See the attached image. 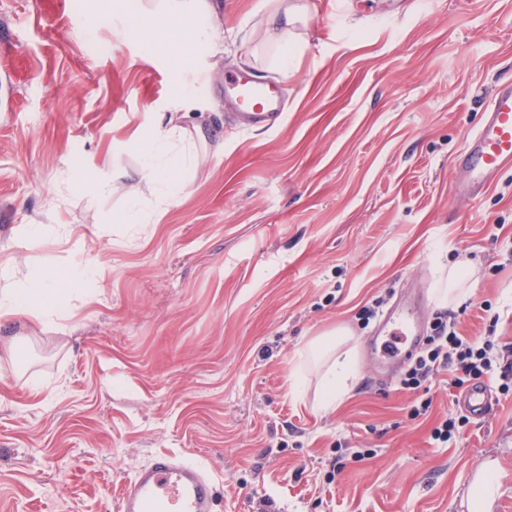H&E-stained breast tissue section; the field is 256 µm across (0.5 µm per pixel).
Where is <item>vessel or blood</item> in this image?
<instances>
[{
  "instance_id": "vessel-or-blood-1",
  "label": "vessel or blood",
  "mask_w": 512,
  "mask_h": 512,
  "mask_svg": "<svg viewBox=\"0 0 512 512\" xmlns=\"http://www.w3.org/2000/svg\"><path fill=\"white\" fill-rule=\"evenodd\" d=\"M224 103L247 126L272 125L284 111L276 83L257 80L245 71L225 75ZM455 164L466 177L465 192L473 197L505 165L512 164V84L496 93L484 123L467 137ZM420 314L415 304L406 301L379 323L381 360L404 364L417 353ZM494 402L483 382L472 383L459 398L460 407L478 420L490 414ZM216 506L217 486L206 469L176 455L158 454L122 486L117 512H216Z\"/></svg>"
}]
</instances>
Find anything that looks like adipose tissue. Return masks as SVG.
<instances>
[{
    "mask_svg": "<svg viewBox=\"0 0 512 512\" xmlns=\"http://www.w3.org/2000/svg\"><path fill=\"white\" fill-rule=\"evenodd\" d=\"M218 9L217 0H164L160 9L137 10L131 17V24L168 58L173 70L181 74L193 66L198 56L217 53L220 36L213 30L212 22ZM165 119V113H158L150 130L139 136L143 158L141 180L147 188L162 193L172 202L188 185L191 156L174 149ZM90 277V269L81 264L47 265L39 278L38 294L16 292L0 298V321L22 313L42 318L55 309L58 299L72 282ZM347 341V333L342 332L335 339L315 341L308 346L309 352L322 360L324 366L322 406H334L351 391L357 373V357Z\"/></svg>",
    "mask_w": 512,
    "mask_h": 512,
    "instance_id": "1",
    "label": "adipose tissue"
}]
</instances>
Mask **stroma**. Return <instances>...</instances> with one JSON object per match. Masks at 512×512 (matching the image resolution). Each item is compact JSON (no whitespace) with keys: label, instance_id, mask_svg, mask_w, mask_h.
I'll return each mask as SVG.
<instances>
[{"label":"stroma","instance_id":"obj_1","mask_svg":"<svg viewBox=\"0 0 512 512\" xmlns=\"http://www.w3.org/2000/svg\"><path fill=\"white\" fill-rule=\"evenodd\" d=\"M95 2L0 0V293L51 263L98 272L51 317L0 328L19 340L0 362V512H116L160 452L206 467L218 512H469L489 464L491 512H512V396L438 446L446 376L401 389L362 315L419 294L425 325L445 311L512 343V164L471 199L453 163L512 83V0H294L286 73L260 0H224L223 59L186 73L172 141H207L174 203L135 178L174 74L128 32L135 0ZM230 69L279 83V125L226 118ZM79 162L107 179L97 198ZM129 209L137 223H105ZM461 260L467 294L441 304L440 268ZM340 328L358 370L325 408L302 353Z\"/></svg>","mask_w":512,"mask_h":512}]
</instances>
